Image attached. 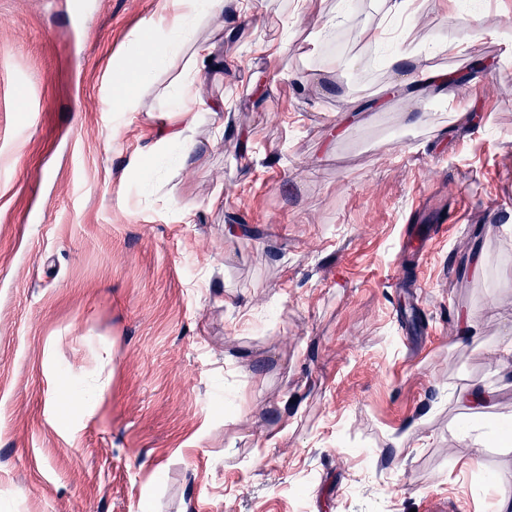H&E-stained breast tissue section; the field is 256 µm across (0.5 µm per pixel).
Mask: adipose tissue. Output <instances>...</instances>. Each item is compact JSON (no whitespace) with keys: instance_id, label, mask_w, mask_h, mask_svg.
Instances as JSON below:
<instances>
[{"instance_id":"obj_1","label":"adipose tissue","mask_w":512,"mask_h":512,"mask_svg":"<svg viewBox=\"0 0 512 512\" xmlns=\"http://www.w3.org/2000/svg\"><path fill=\"white\" fill-rule=\"evenodd\" d=\"M174 16L171 25L161 34L142 41L139 55L123 59L113 70V85L118 94L117 106L129 110L138 102L141 92L151 85L155 72L184 59L180 74L182 86L199 82L208 59L211 45L193 40L195 30L224 12V0H172ZM389 70L398 71V83L411 93L434 92L453 98L454 83L446 74L436 71L432 57L417 49H404L392 54L386 61Z\"/></svg>"}]
</instances>
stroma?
Segmentation results:
<instances>
[{"mask_svg": "<svg viewBox=\"0 0 512 512\" xmlns=\"http://www.w3.org/2000/svg\"><path fill=\"white\" fill-rule=\"evenodd\" d=\"M419 5L373 47L378 0H228L184 156L180 67L112 105L169 0H0V512H491L512 449L463 467L454 393L512 417V0ZM462 32L468 122L379 106L377 56ZM427 195L464 216L419 257ZM456 398L469 405L475 417L489 414L496 406L494 391L487 387L466 386L456 392Z\"/></svg>", "mask_w": 512, "mask_h": 512, "instance_id": "35a3bbf8", "label": "stroma"}]
</instances>
